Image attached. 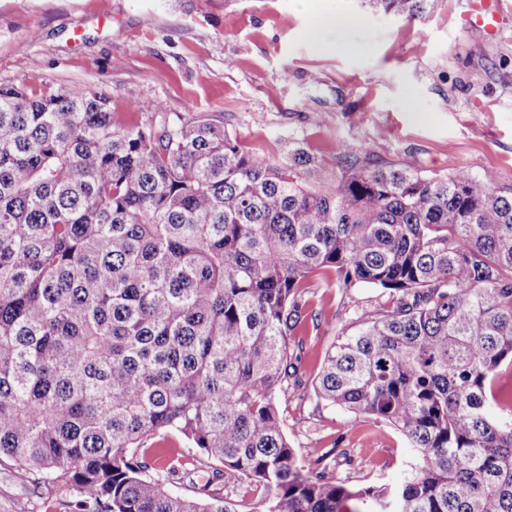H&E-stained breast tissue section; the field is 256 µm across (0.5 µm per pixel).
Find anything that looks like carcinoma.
Masks as SVG:
<instances>
[{
    "mask_svg": "<svg viewBox=\"0 0 512 512\" xmlns=\"http://www.w3.org/2000/svg\"><path fill=\"white\" fill-rule=\"evenodd\" d=\"M425 18L437 0H371ZM274 159L206 118L146 131L102 95L0 87V462L71 512H512V195L346 147ZM314 280L384 301L339 329L316 395L391 425L420 462L353 487L303 469L280 400ZM190 455L155 476L148 440ZM207 467L202 501L172 492ZM259 497L260 494L252 491L249 484L244 480L234 477L225 478L224 498L226 501L236 504L234 508L238 512H254L257 510L255 507Z\"/></svg>",
    "mask_w": 512,
    "mask_h": 512,
    "instance_id": "1",
    "label": "carcinoma"
}]
</instances>
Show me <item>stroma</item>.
Returning <instances> with one entry per match:
<instances>
[{"mask_svg": "<svg viewBox=\"0 0 512 512\" xmlns=\"http://www.w3.org/2000/svg\"><path fill=\"white\" fill-rule=\"evenodd\" d=\"M467 0H438L425 19L384 14L368 0H0V86L28 93L98 92L132 126L159 130L201 117L262 156L306 140L335 171L345 146L425 174L465 169L512 194V0L483 40L460 17ZM355 16L340 28L337 14ZM319 313L293 336L299 389L282 400L298 454L332 452L329 477L396 484L417 461L392 427L317 398L325 351L354 306L379 290L314 283ZM68 485L35 488L0 464V512H68Z\"/></svg>", "mask_w": 512, "mask_h": 512, "instance_id": "stroma-1", "label": "stroma"}]
</instances>
